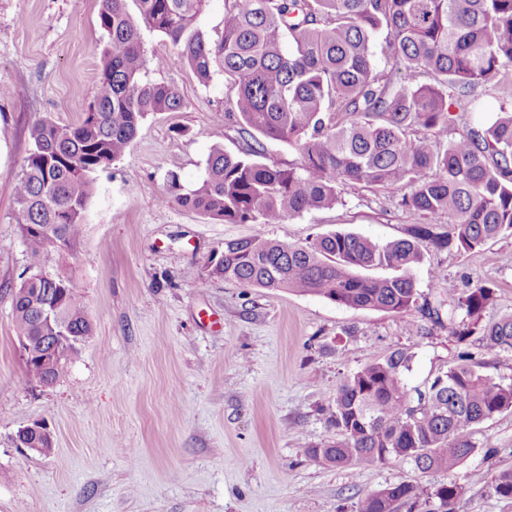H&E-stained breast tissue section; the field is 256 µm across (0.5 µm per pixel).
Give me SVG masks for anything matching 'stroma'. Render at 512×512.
<instances>
[{"instance_id": "stroma-1", "label": "stroma", "mask_w": 512, "mask_h": 512, "mask_svg": "<svg viewBox=\"0 0 512 512\" xmlns=\"http://www.w3.org/2000/svg\"><path fill=\"white\" fill-rule=\"evenodd\" d=\"M100 5L0 0V80L10 86L0 97V512H354L388 485L449 480L465 487L454 512H512L487 486L512 469L510 411L471 429L477 453L447 474L397 462L337 469L304 456L335 439L323 410L356 370L406 347L408 389L447 371L458 344L420 306L485 283L496 288L485 321L512 311V235L464 254L424 248L411 271L419 306L401 314L208 275L209 256L228 240L302 244L350 232L386 244L409 238L416 219L359 184L339 186L334 208L280 224H227L160 202L169 173L193 189L213 148L236 153L241 142L224 119L223 73L203 84L189 67H156L172 47L153 31L142 33V77L177 85L185 105L148 115L125 155L96 173L68 260L94 336L55 385L26 382L12 317L25 258L11 190L32 126L70 125L88 109L105 40ZM36 422L53 434L49 453L11 442ZM488 445L497 455H485ZM475 472L485 482H470Z\"/></svg>"}]
</instances>
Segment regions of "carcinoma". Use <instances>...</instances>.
I'll use <instances>...</instances> for the list:
<instances>
[{
  "label": "carcinoma",
  "instance_id": "carcinoma-1",
  "mask_svg": "<svg viewBox=\"0 0 512 512\" xmlns=\"http://www.w3.org/2000/svg\"><path fill=\"white\" fill-rule=\"evenodd\" d=\"M101 0L107 41L97 49L98 78L88 111L73 126L42 119L12 187L26 268L12 315L18 336H54L62 378L93 336L80 284L67 269L46 265L52 249L74 254L83 238L94 174L122 157L151 113L179 112L180 89L145 81L141 31L173 48L158 61L190 67L199 81L224 72L234 91L224 119H235L243 151L215 148L195 189L182 192L168 174L163 199L226 224H280L338 202V186L363 184L401 192L399 205L420 224L412 238L379 244L354 233L331 232L305 244L259 235L224 242L207 272L268 290L317 295L354 309L403 313L416 307L410 270L428 242L469 253L512 235V110L485 128L448 137V117L467 112L483 95L512 99V0H225L224 35L211 42L199 27L206 0ZM386 32L390 73L375 70L372 44ZM404 71L406 83L393 76ZM430 77L434 83L422 82ZM286 142L303 154L299 168L259 160L261 139ZM448 217V233L429 225ZM388 268L390 277L361 275ZM45 289L63 324L46 325L24 291ZM494 288L477 284L448 307L458 341L473 337L490 351H512V313L483 323ZM412 355L394 349L348 375L325 409L338 438L305 457L334 468L394 460L421 473L450 472L475 452L473 426L512 410V380L478 370L471 353L423 391L404 382ZM512 499V470L489 485ZM465 487L455 481L419 488L401 482L380 489L356 512H453Z\"/></svg>",
  "mask_w": 512,
  "mask_h": 512
}]
</instances>
